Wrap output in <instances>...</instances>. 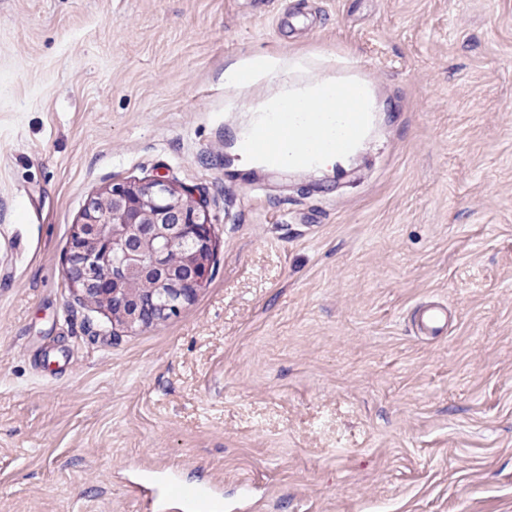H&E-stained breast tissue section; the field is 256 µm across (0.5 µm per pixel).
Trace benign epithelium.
I'll list each match as a JSON object with an SVG mask.
<instances>
[{"mask_svg": "<svg viewBox=\"0 0 512 512\" xmlns=\"http://www.w3.org/2000/svg\"><path fill=\"white\" fill-rule=\"evenodd\" d=\"M204 193L165 176L114 181L73 225L64 279L127 332L157 326L198 296L215 258Z\"/></svg>", "mask_w": 512, "mask_h": 512, "instance_id": "obj_1", "label": "benign epithelium"}]
</instances>
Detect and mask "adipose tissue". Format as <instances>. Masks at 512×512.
I'll list each match as a JSON object with an SVG mask.
<instances>
[{"mask_svg": "<svg viewBox=\"0 0 512 512\" xmlns=\"http://www.w3.org/2000/svg\"><path fill=\"white\" fill-rule=\"evenodd\" d=\"M266 109L270 112H294L300 115L315 113L324 118V125H313L303 131L288 127L276 136L273 145L287 155L308 149L315 150L312 167L325 169L334 167L344 158L343 153L319 148L328 132L327 120L348 118L355 112L372 111L373 100L364 83L333 78L289 91L287 95L269 102Z\"/></svg>", "mask_w": 512, "mask_h": 512, "instance_id": "1", "label": "adipose tissue"}]
</instances>
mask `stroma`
Returning <instances> with one entry per match:
<instances>
[{"label":"stroma","mask_w":512,"mask_h":512,"mask_svg":"<svg viewBox=\"0 0 512 512\" xmlns=\"http://www.w3.org/2000/svg\"><path fill=\"white\" fill-rule=\"evenodd\" d=\"M327 77L375 104L346 160L238 155ZM156 176L216 255L129 333L63 261L88 195ZM145 470L223 512H512V0H0V512H162ZM279 61L268 57H253L244 64L228 68L224 73L225 82L229 85L244 81H253L259 77H267L277 70ZM449 322L448 309L431 305L425 308L420 316V330L427 336H434Z\"/></svg>","instance_id":"stroma-1"}]
</instances>
